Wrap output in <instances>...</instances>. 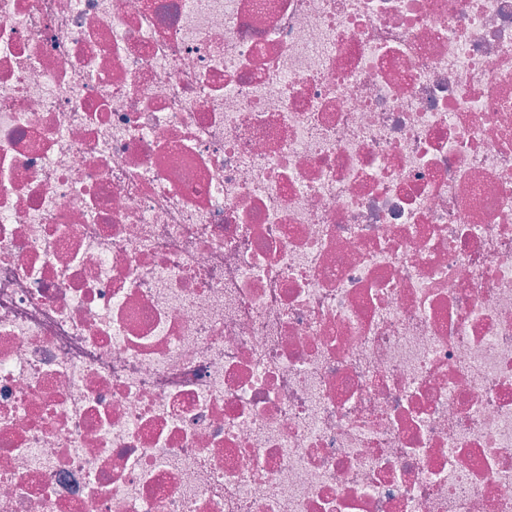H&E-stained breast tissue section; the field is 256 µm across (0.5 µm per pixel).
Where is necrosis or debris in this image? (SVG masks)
Masks as SVG:
<instances>
[{
  "label": "necrosis or debris",
  "mask_w": 512,
  "mask_h": 512,
  "mask_svg": "<svg viewBox=\"0 0 512 512\" xmlns=\"http://www.w3.org/2000/svg\"><path fill=\"white\" fill-rule=\"evenodd\" d=\"M0 512H512V0H0Z\"/></svg>",
  "instance_id": "1"
}]
</instances>
